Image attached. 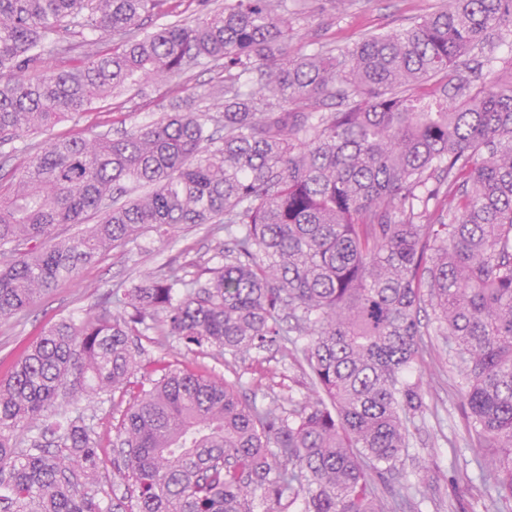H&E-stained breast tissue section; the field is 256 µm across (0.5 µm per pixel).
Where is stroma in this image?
Listing matches in <instances>:
<instances>
[{"instance_id": "stroma-1", "label": "stroma", "mask_w": 512, "mask_h": 512, "mask_svg": "<svg viewBox=\"0 0 512 512\" xmlns=\"http://www.w3.org/2000/svg\"><path fill=\"white\" fill-rule=\"evenodd\" d=\"M441 0H351L339 8L332 0H288L297 17L293 21L292 47L306 52L311 46L344 50L363 35L407 27L420 15L433 12ZM218 79L216 71L194 69L180 79L149 89L147 96L131 90L117 98L97 101L92 109L56 125L51 131L31 133L7 144L16 161L27 156V147L54 138L99 134L118 136L156 121L169 111L173 100L192 101ZM217 242L205 226L182 229L165 236L147 232L109 256L81 268L76 276L61 280L56 288L26 311L0 321V379L6 377L24 349L61 320L79 321L98 303L102 294L124 284H138L146 276L174 265L187 278L205 276L221 266ZM431 311H422L421 331L425 350L410 375L419 383L428 404L426 414L411 428L409 446L387 483V494L402 486L417 487L409 512H486L490 493L479 479L477 461L482 450L470 432L459 395L460 376L443 337L430 323ZM171 357L205 370L218 379L236 382L250 398L275 396L314 399L309 371L300 353L283 354L278 346L252 351L236 359L211 351H189L178 337H171ZM127 407L120 396L100 394L93 402H61L68 416L84 415L100 441L106 491L123 493L121 478L111 464L116 426Z\"/></svg>"}]
</instances>
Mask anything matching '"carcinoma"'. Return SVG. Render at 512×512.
Returning <instances> with one entry per match:
<instances>
[{"instance_id":"carcinoma-1","label":"carcinoma","mask_w":512,"mask_h":512,"mask_svg":"<svg viewBox=\"0 0 512 512\" xmlns=\"http://www.w3.org/2000/svg\"><path fill=\"white\" fill-rule=\"evenodd\" d=\"M199 3L195 23L148 31L167 0H0L3 144L133 87L223 73L150 125L36 144L12 167L0 320L142 232L208 224L224 238L208 279L149 275L106 295L122 311L63 320L24 350L0 381V512H288L299 499L301 512H387L377 480L427 409L408 379L427 306L481 478L511 502L512 63L479 83L448 69L512 35V0H447L304 55L288 0ZM76 29L95 38L76 44ZM78 49L72 69L47 66ZM92 211L96 223L58 237ZM140 325L234 357L305 336L316 399L259 405L234 382L144 364ZM111 391L129 396L116 426L125 494L105 507L94 430L49 418L60 398Z\"/></svg>"}]
</instances>
